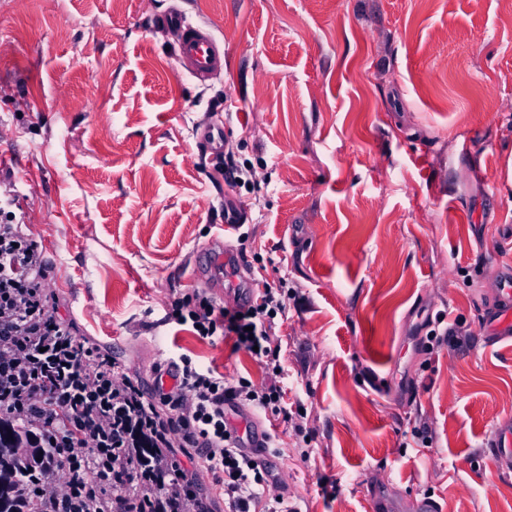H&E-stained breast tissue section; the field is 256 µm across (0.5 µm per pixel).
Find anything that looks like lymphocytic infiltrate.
Listing matches in <instances>:
<instances>
[{
  "mask_svg": "<svg viewBox=\"0 0 512 512\" xmlns=\"http://www.w3.org/2000/svg\"><path fill=\"white\" fill-rule=\"evenodd\" d=\"M11 205L0 200V421L53 451L19 488L29 512H213L208 484L222 491L224 512H300L268 469L277 436L268 435L264 456L250 454L229 419L244 411L292 418L273 334L285 312L279 290L263 284L255 300L232 308L179 297L162 319L202 340L233 337L264 365L268 383L227 380L183 354L154 366L148 394L59 315L43 249ZM142 444L154 455L140 457Z\"/></svg>",
  "mask_w": 512,
  "mask_h": 512,
  "instance_id": "f902f5d3",
  "label": "lymphocytic infiltrate"
}]
</instances>
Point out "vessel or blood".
Returning <instances> with one entry per match:
<instances>
[{"instance_id":"1","label":"vessel or blood","mask_w":512,"mask_h":512,"mask_svg":"<svg viewBox=\"0 0 512 512\" xmlns=\"http://www.w3.org/2000/svg\"><path fill=\"white\" fill-rule=\"evenodd\" d=\"M164 18L182 30V39L174 52L178 72L189 74L201 82L223 72L224 48L209 25L190 23L185 13L176 7L170 8ZM501 299L503 308L492 310L487 320L497 333L505 334L512 331V289H504Z\"/></svg>"}]
</instances>
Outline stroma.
Wrapping results in <instances>:
<instances>
[{"mask_svg":"<svg viewBox=\"0 0 512 512\" xmlns=\"http://www.w3.org/2000/svg\"><path fill=\"white\" fill-rule=\"evenodd\" d=\"M179 4L224 73L178 74ZM224 126L255 187L197 139ZM0 179L44 247L60 312L151 388L181 354L226 379L232 338L161 325L226 288L215 245L281 290L282 384L303 430L273 472L302 512H512V0H0ZM242 219L222 230L225 209ZM449 313L457 339L425 349ZM502 295L500 296V300L506 304L505 308L502 309H493L487 315V322L493 324L494 329L497 331V336H493L494 338L501 340L508 336H503L501 334H506L512 330V289L511 288H503Z\"/></svg>","mask_w":512,"mask_h":512,"instance_id":"1","label":"stroma"}]
</instances>
